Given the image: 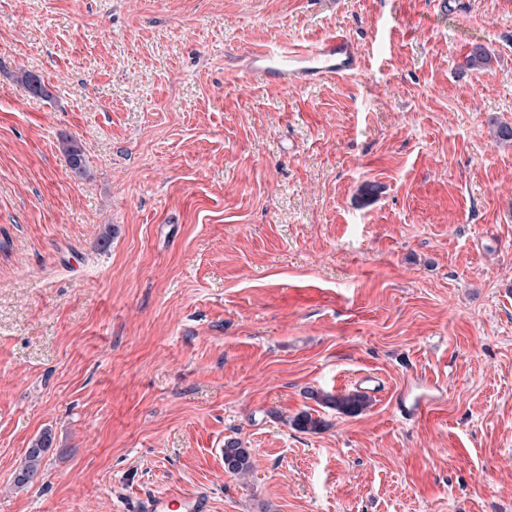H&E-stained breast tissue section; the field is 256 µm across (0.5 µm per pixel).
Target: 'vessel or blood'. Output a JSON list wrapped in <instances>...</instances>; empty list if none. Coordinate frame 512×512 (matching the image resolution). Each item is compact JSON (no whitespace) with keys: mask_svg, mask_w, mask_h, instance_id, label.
Instances as JSON below:
<instances>
[{"mask_svg":"<svg viewBox=\"0 0 512 512\" xmlns=\"http://www.w3.org/2000/svg\"><path fill=\"white\" fill-rule=\"evenodd\" d=\"M362 59L354 41L344 32L331 31L316 43L297 48L283 46L250 49L238 57L237 70L246 77L261 78L269 87L285 89L336 76L357 73ZM443 396L437 381L417 378L413 386L396 398V408L407 421L422 418ZM144 512H211V500L202 493L157 494L147 498Z\"/></svg>","mask_w":512,"mask_h":512,"instance_id":"vessel-or-blood-1","label":"vessel or blood"}]
</instances>
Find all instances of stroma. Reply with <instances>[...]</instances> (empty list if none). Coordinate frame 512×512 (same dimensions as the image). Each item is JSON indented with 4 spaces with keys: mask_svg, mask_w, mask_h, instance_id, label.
<instances>
[{
    "mask_svg": "<svg viewBox=\"0 0 512 512\" xmlns=\"http://www.w3.org/2000/svg\"><path fill=\"white\" fill-rule=\"evenodd\" d=\"M333 30L357 74L274 90L228 68ZM477 44L489 60L466 68ZM500 124L512 0H0V512L171 492L212 512H512ZM369 372L388 389L361 414L320 402ZM417 374L445 394L412 423L395 399ZM304 411L319 431L292 426ZM61 151L71 171L78 176H86L88 167L79 141L72 137L62 139ZM53 447V438L49 431H44L27 448L24 462L18 468L14 477V485L24 488L34 483L39 477L43 460ZM220 451L224 459V470L231 476L244 477L253 470L249 449L243 448L238 441L228 440Z\"/></svg>",
    "mask_w": 512,
    "mask_h": 512,
    "instance_id": "stroma-1",
    "label": "stroma"
}]
</instances>
